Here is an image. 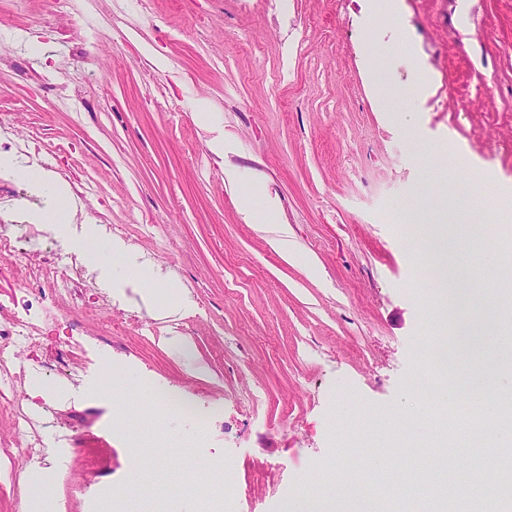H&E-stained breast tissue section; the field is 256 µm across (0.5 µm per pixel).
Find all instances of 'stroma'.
Here are the masks:
<instances>
[{"mask_svg": "<svg viewBox=\"0 0 512 512\" xmlns=\"http://www.w3.org/2000/svg\"><path fill=\"white\" fill-rule=\"evenodd\" d=\"M382 2L75 0L74 26L43 0H0V120L27 136L8 172L47 202L21 169L82 192L52 239L112 299L108 313L49 302L78 330L52 324L27 354L31 381L0 376V393L65 400L112 459L98 485L143 487L128 512H223L228 470L237 512H292L305 496L351 512L338 441L354 450L352 475L400 476L407 446L448 445L427 408L501 416L423 346L443 330L403 218L447 211L467 288L512 327L499 287L512 277V226L500 224L512 216V0ZM245 193L274 209L244 221ZM89 224L113 226L122 263L77 258ZM43 247L31 238L0 258V300L31 285ZM130 264L177 283L179 303L142 296L122 275ZM66 335L74 374L40 373L37 357ZM109 370L126 396L103 397ZM146 383L190 413L150 410ZM146 411L151 445L135 461L127 427ZM42 434L40 472L56 487L46 512H90L69 489L81 457L60 428ZM218 457L208 499L180 492ZM29 472L0 456V512H22Z\"/></svg>", "mask_w": 512, "mask_h": 512, "instance_id": "1", "label": "stroma"}]
</instances>
